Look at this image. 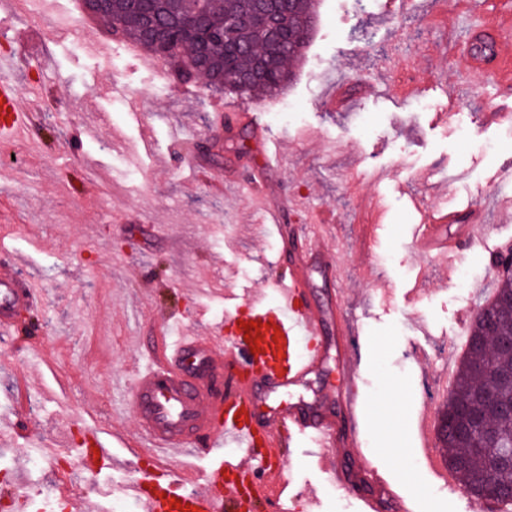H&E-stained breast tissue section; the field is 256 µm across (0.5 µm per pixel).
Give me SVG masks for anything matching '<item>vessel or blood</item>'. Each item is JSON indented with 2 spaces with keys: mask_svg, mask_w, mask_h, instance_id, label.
Instances as JSON below:
<instances>
[{
  "mask_svg": "<svg viewBox=\"0 0 512 512\" xmlns=\"http://www.w3.org/2000/svg\"><path fill=\"white\" fill-rule=\"evenodd\" d=\"M477 31L512 38V17H484ZM29 107H21L9 76L0 77V140L29 137L34 117L44 101L38 89L29 91ZM480 211L431 213L418 225L417 235L430 249L464 257L478 243ZM334 245L318 236L291 228L283 256L288 272L274 280L280 293L276 305L245 297L224 320L223 332L199 335L183 328L173 341L152 340L149 362L127 387L123 412L137 423L133 468L142 477L134 486L141 512H177L180 500L191 512H292L279 495L287 479L280 466L284 449L306 438L323 451L322 467L347 494L355 493L357 477L367 475L396 501L400 512H415L413 498L379 470L361 447L359 401L361 377L347 373L343 414L333 415L320 402L298 399L280 404L278 396L294 392L322 371L336 346L356 353L355 336L342 310L318 307L309 288V270L338 279ZM45 304L43 288L15 268H0V333H13L23 311ZM260 323V341L247 338L244 323ZM335 323L338 340L326 338L325 323ZM260 352H253V345ZM239 440L244 459L226 455L225 437ZM201 454L208 464L200 481L181 476L177 460ZM76 460L92 481L111 472L114 461L100 432L85 429ZM359 512H378L373 497L356 495Z\"/></svg>",
  "mask_w": 512,
  "mask_h": 512,
  "instance_id": "vessel-or-blood-1",
  "label": "vessel or blood"
}]
</instances>
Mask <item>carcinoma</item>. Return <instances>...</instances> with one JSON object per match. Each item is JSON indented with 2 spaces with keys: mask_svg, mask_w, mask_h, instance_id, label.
I'll return each instance as SVG.
<instances>
[{
  "mask_svg": "<svg viewBox=\"0 0 512 512\" xmlns=\"http://www.w3.org/2000/svg\"><path fill=\"white\" fill-rule=\"evenodd\" d=\"M259 6L260 0H201L200 26L210 39L200 46L191 43L184 52L159 42L144 23L147 17L164 36H170L182 24V0H113L112 12L101 16V20L108 24V31L120 34L122 40L151 57L168 60L175 75L183 80L208 82L218 92L225 90L240 97L274 99L288 87L292 79L290 64L302 58L306 46L286 39L277 44L243 27L233 46L219 38L225 26ZM316 6L317 0H282L278 20L302 32L305 20L316 13ZM263 57L275 60V71L264 79L242 82V76ZM509 369L512 354L495 341H487L481 349L462 358L446 402L448 407L469 405L485 410L503 444L512 441V424L501 419L500 407L512 405V386L502 380L499 372ZM440 440L448 451V467L460 475L464 485L489 477L505 489L512 488V473H496L490 468L493 449L477 448L473 440L451 432L440 433Z\"/></svg>",
  "mask_w": 512,
  "mask_h": 512,
  "instance_id": "carcinoma-1",
  "label": "carcinoma"
}]
</instances>
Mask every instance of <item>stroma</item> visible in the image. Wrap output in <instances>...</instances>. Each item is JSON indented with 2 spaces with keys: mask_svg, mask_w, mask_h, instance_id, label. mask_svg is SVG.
Returning a JSON list of instances; mask_svg holds the SVG:
<instances>
[{
  "mask_svg": "<svg viewBox=\"0 0 512 512\" xmlns=\"http://www.w3.org/2000/svg\"><path fill=\"white\" fill-rule=\"evenodd\" d=\"M501 2L417 0L393 13L387 0L364 10L320 0L283 93L284 123L258 100L177 80L167 61L130 52L76 0H41L61 28L0 11V53L26 58L13 76L20 95L46 92L29 141L0 149V251L21 256V271L48 298L14 335H0V423L15 434L0 446V500L37 497L59 480L53 466L30 470L23 431L74 449L81 426L100 428L120 462L105 483L136 482L123 465L136 423L113 419L111 407L148 359L139 337L176 333L181 320L217 328L229 293L276 302L279 230L233 181L271 150L288 161L263 191L302 200L288 224L333 236L342 281L314 277L311 294L325 305L342 293L363 341L355 359L368 409L391 407L403 454L392 455L372 418L366 447L378 466L410 476L417 512H464L440 487L445 456L426 446L425 430L466 350L459 321L493 298L494 253L512 242V123L492 119L512 108V89L462 56L476 37L470 14H496ZM339 83L354 104L331 112L323 101ZM404 84L419 94L400 98ZM219 98L254 112L267 140L235 119L215 126L210 105ZM82 124L94 131L79 142ZM206 127L201 148L182 155L176 138ZM211 171L230 182L209 187ZM469 205L486 213L481 243L457 261L428 255L414 234L425 213ZM282 468L298 512H337L342 500L358 512L304 448H287Z\"/></svg>",
  "mask_w": 512,
  "mask_h": 512,
  "instance_id": "1",
  "label": "stroma"
}]
</instances>
